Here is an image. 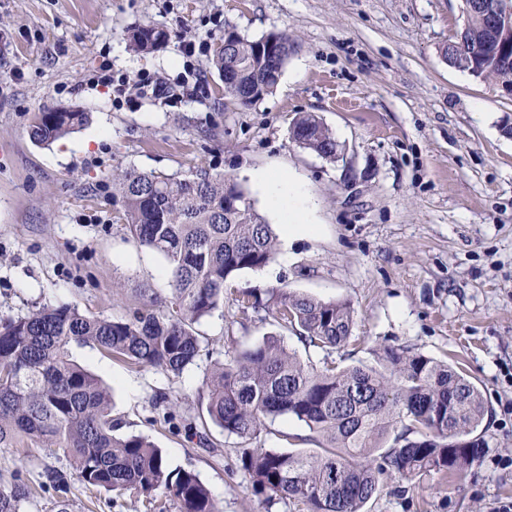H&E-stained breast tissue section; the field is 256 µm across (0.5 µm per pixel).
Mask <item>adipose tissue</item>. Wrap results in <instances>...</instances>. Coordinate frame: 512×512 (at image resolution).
Returning a JSON list of instances; mask_svg holds the SVG:
<instances>
[{
    "mask_svg": "<svg viewBox=\"0 0 512 512\" xmlns=\"http://www.w3.org/2000/svg\"><path fill=\"white\" fill-rule=\"evenodd\" d=\"M255 187L282 226L283 241L315 231L313 216L302 184L283 171H259L252 176Z\"/></svg>",
    "mask_w": 512,
    "mask_h": 512,
    "instance_id": "adipose-tissue-1",
    "label": "adipose tissue"
}]
</instances>
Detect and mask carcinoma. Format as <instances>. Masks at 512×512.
I'll list each match as a JSON object with an SVG mask.
<instances>
[{
  "mask_svg": "<svg viewBox=\"0 0 512 512\" xmlns=\"http://www.w3.org/2000/svg\"><path fill=\"white\" fill-rule=\"evenodd\" d=\"M460 35L471 52H454L457 37L449 39L442 55L451 66L512 86V64L486 50L497 36L481 13H465ZM274 37L288 51L263 56L257 41L239 35L215 49L213 68L235 80L225 97L251 106L272 93L296 45L286 32ZM159 39L168 41L169 32L145 24L130 32L128 46L148 54ZM88 122L78 110H44L33 113L29 134L49 144ZM291 139L336 161V138L313 113L294 118ZM112 199L132 238L164 258L169 294L149 295L120 320L49 305L0 319V448H52L67 461L45 468L37 488L21 468H1L0 512H25L36 489L64 493L72 479L96 490L134 491L158 512L172 505L177 512H218L195 471L170 468L144 435L118 434L109 387L72 360L71 347L89 345L139 368L181 374L204 350L194 324L224 307L229 279L274 261L277 235L238 183L204 168L182 179L123 171L112 176ZM236 302L273 314L299 331L304 345L328 354L352 337L347 301L275 288L264 301L243 293ZM203 389L207 418L228 436L253 440L265 421L288 415L317 435L316 449L254 448L240 456L253 495L292 499L306 512H364L382 476L419 482L461 475L482 451L472 437L485 416L479 389L451 365L409 347L383 348L375 366L340 367L326 357L317 367L270 335L214 363Z\"/></svg>",
  "mask_w": 512,
  "mask_h": 512,
  "instance_id": "carcinoma-1",
  "label": "carcinoma"
}]
</instances>
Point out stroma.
I'll use <instances>...</instances> for the list:
<instances>
[{"mask_svg":"<svg viewBox=\"0 0 512 512\" xmlns=\"http://www.w3.org/2000/svg\"><path fill=\"white\" fill-rule=\"evenodd\" d=\"M462 11L463 0H0V317L48 303L121 319L143 289L168 294L162 256L132 240L112 202L117 171L210 169L241 184L272 224L252 175L282 169L314 205V234L228 281L223 312L196 326L210 353L182 374L72 349L112 388L121 433L149 436L170 467L194 470L219 512L304 510L252 495L239 439L210 423L191 434L158 422L154 402L164 394L196 415L212 362L270 334L319 364L322 350L231 301L274 288L352 303L360 343L347 364L374 363L386 345L412 347L458 366L482 393L483 450L464 476L385 478L366 512H499L512 502V138L504 132L512 95L441 58ZM145 24L170 38L139 55L127 34ZM229 31L248 39L285 32L298 44L277 87L248 107L225 98L211 66L210 50ZM184 40L209 52L194 62L203 93L181 103H117L91 80L104 64L116 76L176 79ZM55 107L87 112L89 122L34 143L31 115ZM301 112L333 132L336 162L292 142ZM253 445L309 449L317 436L279 417ZM67 498L74 512H145L133 494L76 480Z\"/></svg>","mask_w":512,"mask_h":512,"instance_id":"1","label":"stroma"}]
</instances>
